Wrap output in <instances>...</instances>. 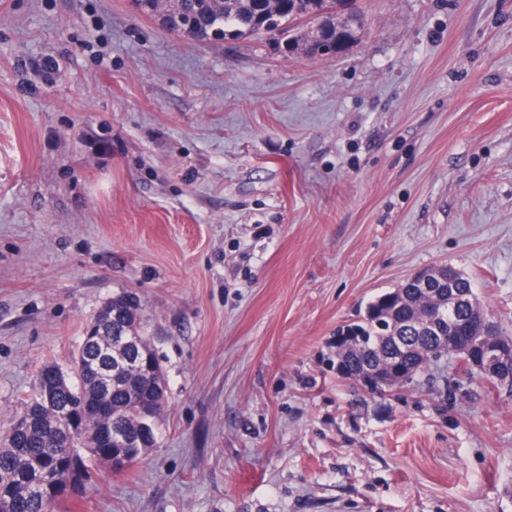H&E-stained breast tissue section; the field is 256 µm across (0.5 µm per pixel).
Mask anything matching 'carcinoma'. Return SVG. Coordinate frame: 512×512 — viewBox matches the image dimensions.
Listing matches in <instances>:
<instances>
[{
	"label": "carcinoma",
	"mask_w": 512,
	"mask_h": 512,
	"mask_svg": "<svg viewBox=\"0 0 512 512\" xmlns=\"http://www.w3.org/2000/svg\"><path fill=\"white\" fill-rule=\"evenodd\" d=\"M139 8L163 19V24L203 41H246L278 33L285 42L283 49L306 57L319 56L323 40L336 44L341 52L354 43L362 28L361 17L336 10V0H300L315 25L302 29L295 16V0H181L177 10L169 12L161 0H136ZM388 302L375 297L365 315L357 322L336 330V363L348 372L345 379L358 374L364 365L389 362L394 339L382 335L381 321L386 319ZM136 322V305L122 296L103 303L90 326L96 334L82 339L73 355L71 366L48 363L47 369L61 373L54 386L52 408L35 417L33 422L0 440V501L9 512H67L63 509L73 492L95 486L100 472L112 467V459L136 464L155 438L140 435L141 423L153 428L160 425L167 407L166 376L152 337L140 332L142 341L136 346L112 349V355L131 360L130 367L119 377L112 375L109 362H103L101 376L109 378L105 395L112 404L114 440L111 452L97 454L90 447L98 419L89 414L75 428L59 422L57 412L77 407L98 392L95 379L80 369L84 358L100 356L99 346L113 334L123 335ZM406 356L400 367L408 381L423 374L433 363L448 357L452 351L440 345L423 329L412 327L403 332ZM46 382L36 378L27 395L21 414L44 406Z\"/></svg>",
	"instance_id": "cac0c4a2"
}]
</instances>
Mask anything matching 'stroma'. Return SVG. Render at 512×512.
Wrapping results in <instances>:
<instances>
[{
	"mask_svg": "<svg viewBox=\"0 0 512 512\" xmlns=\"http://www.w3.org/2000/svg\"><path fill=\"white\" fill-rule=\"evenodd\" d=\"M359 5L358 42L308 58L0 0V435L111 297L167 379L156 446L80 512H512V389L326 364L432 265L512 333V0Z\"/></svg>",
	"mask_w": 512,
	"mask_h": 512,
	"instance_id": "1",
	"label": "stroma"
}]
</instances>
